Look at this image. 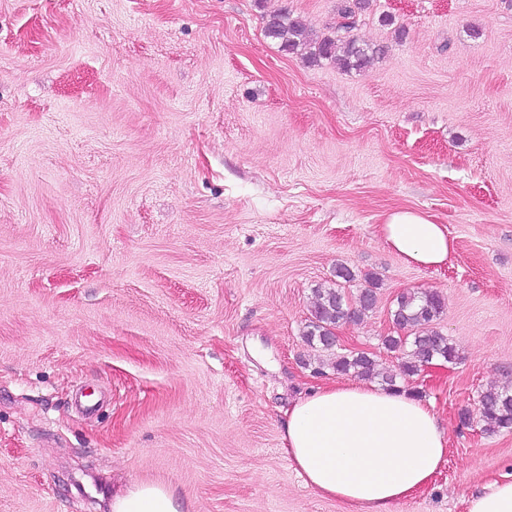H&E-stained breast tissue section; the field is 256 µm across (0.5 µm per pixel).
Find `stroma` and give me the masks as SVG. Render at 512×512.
Here are the masks:
<instances>
[{"instance_id":"stroma-1","label":"stroma","mask_w":512,"mask_h":512,"mask_svg":"<svg viewBox=\"0 0 512 512\" xmlns=\"http://www.w3.org/2000/svg\"><path fill=\"white\" fill-rule=\"evenodd\" d=\"M285 6L320 36L336 13L0 0V512H111L140 483L189 512H352L282 451L288 405L340 380L300 332L341 263L349 296L380 279L343 349L397 370L391 302L435 290L459 350L401 383L448 454L393 512L512 479V433L460 423L512 385V0H372L361 71L265 38ZM400 208L447 228L448 262L384 244Z\"/></svg>"}]
</instances>
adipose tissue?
Returning a JSON list of instances; mask_svg holds the SVG:
<instances>
[{
    "label": "adipose tissue",
    "mask_w": 512,
    "mask_h": 512,
    "mask_svg": "<svg viewBox=\"0 0 512 512\" xmlns=\"http://www.w3.org/2000/svg\"><path fill=\"white\" fill-rule=\"evenodd\" d=\"M388 247L424 268L445 264L453 245L443 225L400 209L382 226ZM283 451L306 485L355 512H391L425 488L448 453L433 406L371 384H333L287 411ZM112 512H182L171 490L138 484L112 499Z\"/></svg>",
    "instance_id": "ef3b65f1"
}]
</instances>
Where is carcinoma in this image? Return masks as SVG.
Masks as SVG:
<instances>
[{
    "mask_svg": "<svg viewBox=\"0 0 512 512\" xmlns=\"http://www.w3.org/2000/svg\"><path fill=\"white\" fill-rule=\"evenodd\" d=\"M370 7V0H339L331 34L313 37L305 16L283 8L266 18L265 37L290 53L303 52L311 64L330 60L346 70L359 71L370 65L381 50L360 41L352 34L361 16ZM356 280L355 273L346 265L336 267V287L315 289L311 317L305 323L301 336L304 342L319 352H334L328 342L331 329L343 321L355 320L373 310L378 301V279L365 277L367 287L360 290L355 302H350L344 284ZM445 309V299L436 291H405L390 307V314L401 333L388 335L382 344L389 352H401L399 376L387 375L383 382L396 386V378L409 379L424 371V367L441 360L452 363L458 358L456 345L433 327ZM332 368L338 375H355L372 379L376 375V360L364 351L336 353ZM479 413L483 432L497 435L512 432V390L490 389L479 395Z\"/></svg>",
    "mask_w": 512,
    "mask_h": 512,
    "instance_id": "carcinoma-1",
    "label": "carcinoma"
}]
</instances>
